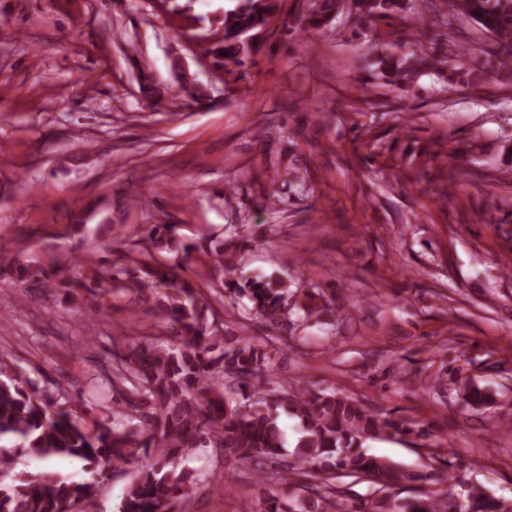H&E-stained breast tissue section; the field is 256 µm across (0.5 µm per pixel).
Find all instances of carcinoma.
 <instances>
[{
  "label": "carcinoma",
  "instance_id": "obj_1",
  "mask_svg": "<svg viewBox=\"0 0 512 512\" xmlns=\"http://www.w3.org/2000/svg\"><path fill=\"white\" fill-rule=\"evenodd\" d=\"M433 0H351L365 25L376 30L383 19L401 24L389 34L400 41L413 37L406 21L417 17L420 2ZM297 24L317 35L345 7V0H302ZM441 23L457 33L455 20L466 16L491 36L494 49L480 67L468 66L465 53L447 65L438 53L408 57L377 55L376 65L388 81L407 91L416 73L448 66V84L474 85L494 75L512 84V0H447ZM279 0H237L224 12L222 35L205 54L216 65L238 67L265 49L257 34L279 15ZM175 224L141 226L140 254H124L108 266L86 260L88 275L60 280L57 270L71 262L59 253L49 266H31L18 257L0 259V276L23 288H72L91 294L95 312L88 315V341L98 339L99 324L112 302L123 299L138 317L136 335L112 339V359L85 370L76 396L58 383L40 386L10 353L0 350V512H80L108 478V469L132 473L118 512H186L199 478L185 461L198 448H221L235 459L255 463L267 477L303 487L289 503L270 497L263 512H346L336 496L342 475L362 476L378 491L415 485L417 495L397 500L385 495L355 512H512V501L487 494L480 484L457 491L426 489L428 476L390 458L371 455L369 440L415 435L424 447H440L430 433L409 421L368 409L361 401L304 384L269 389L262 373L272 366L263 349L224 336V317L203 312L201 294L181 274L183 266H154V251L181 249L188 259L193 243H180ZM207 256L220 286L247 298L261 325L284 318L288 287L281 280L230 277L232 256L224 240L211 243ZM461 400L489 411L497 400L475 382L462 383ZM297 420L292 447L279 427L280 413ZM67 456L82 463L89 479H72L53 471L49 461ZM151 463L140 464L141 458Z\"/></svg>",
  "mask_w": 512,
  "mask_h": 512
}]
</instances>
